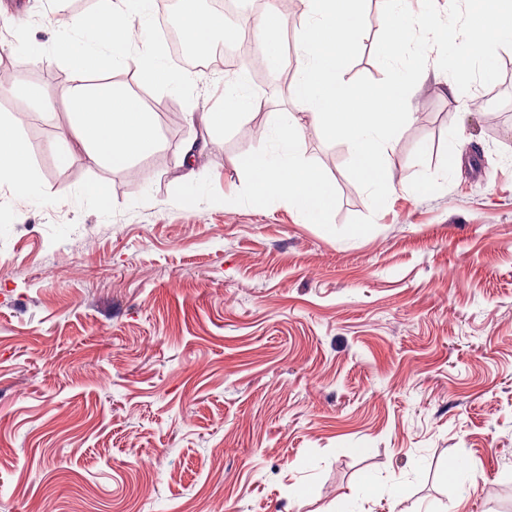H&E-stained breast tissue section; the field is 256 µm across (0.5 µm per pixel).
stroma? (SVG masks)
I'll use <instances>...</instances> for the list:
<instances>
[{
	"mask_svg": "<svg viewBox=\"0 0 512 512\" xmlns=\"http://www.w3.org/2000/svg\"><path fill=\"white\" fill-rule=\"evenodd\" d=\"M95 3L0 0V114L32 143L43 193L0 187V512L45 495L58 512H512V82L452 98L428 62L376 212L346 147L308 130L334 225L374 218L339 238L283 201L173 203L221 74L192 73L184 94L119 72L159 124L138 180L79 149L59 165L68 72L50 49L61 14ZM380 10L349 79L384 76ZM266 76L249 118L262 136L293 108L283 69ZM260 145L226 130L197 171L234 196ZM425 175L436 185L409 193ZM89 181L111 186L108 212L80 195ZM452 458L469 468L448 479Z\"/></svg>",
	"mask_w": 512,
	"mask_h": 512,
	"instance_id": "35a3bbf8",
	"label": "stroma"
}]
</instances>
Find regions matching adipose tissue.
<instances>
[{
    "label": "adipose tissue",
    "instance_id": "ef3b65f1",
    "mask_svg": "<svg viewBox=\"0 0 512 512\" xmlns=\"http://www.w3.org/2000/svg\"><path fill=\"white\" fill-rule=\"evenodd\" d=\"M154 22V0H96L91 10L73 17L52 47L69 81L59 97L65 103L76 139L91 164L129 168L159 143L154 113L123 85L93 83V76L135 68L141 83L177 92L188 91L189 77L177 75L163 51L147 40ZM261 38L257 57L269 67L281 60L282 31L275 8L254 18ZM182 33L194 46L209 47L223 37L228 26L221 13L187 10L181 18ZM257 104L243 82L226 83L222 110L205 113L206 135L243 126ZM32 145L14 120L0 114V186L20 198L34 196L37 184L32 167Z\"/></svg>",
    "mask_w": 512,
    "mask_h": 512
}]
</instances>
